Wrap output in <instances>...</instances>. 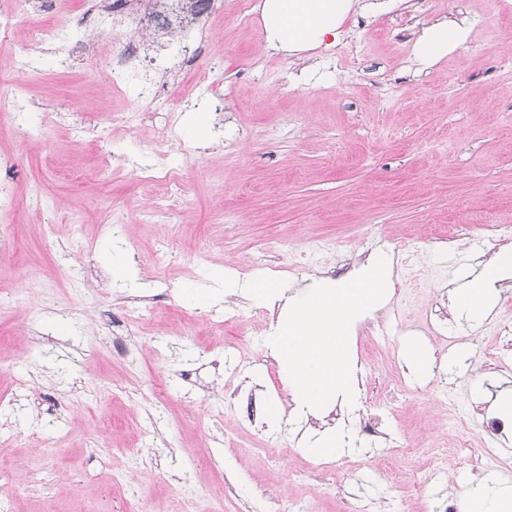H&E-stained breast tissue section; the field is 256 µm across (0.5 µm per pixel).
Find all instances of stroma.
Wrapping results in <instances>:
<instances>
[{"label":"stroma","mask_w":512,"mask_h":512,"mask_svg":"<svg viewBox=\"0 0 512 512\" xmlns=\"http://www.w3.org/2000/svg\"><path fill=\"white\" fill-rule=\"evenodd\" d=\"M261 0H223L192 36L203 50L162 86L171 106L108 89V54L71 56L26 28L0 39V183L13 191L0 225V487L13 512H438L471 481L512 485L505 464L453 448L482 434L484 413L512 391V353L487 372L501 322H512V274L486 315L455 304L512 225V12L500 0H392L353 14L335 46L302 58L265 46ZM469 23L466 41L434 66L413 62L421 30ZM224 110L208 111V97ZM207 112L196 140L190 116ZM41 123L35 141L15 121ZM174 196L162 224L147 210ZM325 248L310 254L308 241ZM123 252L139 281L112 276ZM392 254L394 292L372 320L383 341L349 333L358 353L357 407L285 417L256 433L231 391L289 401L266 348L277 308L237 294L210 303L182 287L214 269L246 282L279 262L292 284L332 278L376 251ZM447 313L448 339L427 329ZM426 347L447 392L398 387L406 345ZM379 412L391 435L359 431ZM339 428L336 459L310 456L311 437ZM273 439L277 457L264 449Z\"/></svg>","instance_id":"obj_1"}]
</instances>
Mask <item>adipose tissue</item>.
I'll return each mask as SVG.
<instances>
[{
  "label": "adipose tissue",
  "mask_w": 512,
  "mask_h": 512,
  "mask_svg": "<svg viewBox=\"0 0 512 512\" xmlns=\"http://www.w3.org/2000/svg\"><path fill=\"white\" fill-rule=\"evenodd\" d=\"M359 0H262L261 14L267 45L291 55L338 40L341 27L357 8ZM465 20L443 18L422 29L414 45L417 64L429 67L448 51L465 42ZM512 272V248L500 250L464 288L455 303L468 318L482 317L491 307L494 287L503 274ZM461 512H512V489L490 484L466 487Z\"/></svg>",
  "instance_id": "adipose-tissue-1"
}]
</instances>
